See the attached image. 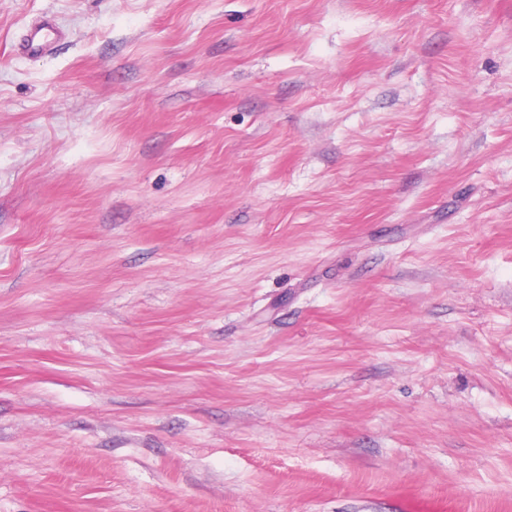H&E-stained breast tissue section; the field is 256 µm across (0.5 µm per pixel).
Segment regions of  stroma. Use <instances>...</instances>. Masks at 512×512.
<instances>
[{
	"label": "stroma",
	"instance_id": "obj_1",
	"mask_svg": "<svg viewBox=\"0 0 512 512\" xmlns=\"http://www.w3.org/2000/svg\"><path fill=\"white\" fill-rule=\"evenodd\" d=\"M0 512H512V0H0ZM63 36V31L55 28L49 20H43L30 26L18 44V51L31 56H45Z\"/></svg>",
	"mask_w": 512,
	"mask_h": 512
}]
</instances>
